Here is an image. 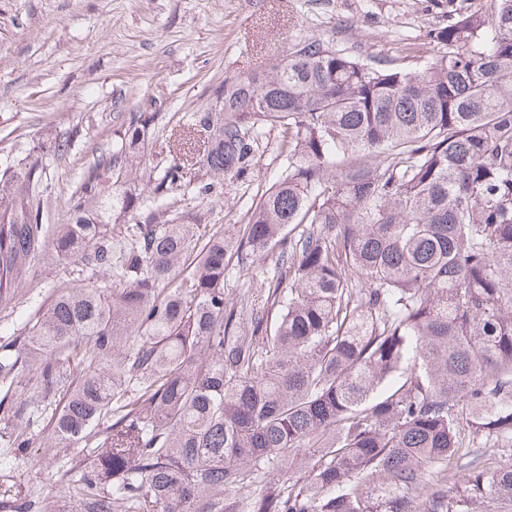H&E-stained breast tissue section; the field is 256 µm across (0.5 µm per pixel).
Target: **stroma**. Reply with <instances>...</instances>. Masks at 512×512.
Wrapping results in <instances>:
<instances>
[{
    "mask_svg": "<svg viewBox=\"0 0 512 512\" xmlns=\"http://www.w3.org/2000/svg\"><path fill=\"white\" fill-rule=\"evenodd\" d=\"M448 22V0H0V171L31 160L42 145L49 221L66 223V201L82 173L121 147L134 112L156 119L139 146L126 189L149 197L191 113L214 104V91L261 70L298 42L316 37L338 49L398 60ZM69 150L57 155L55 145ZM279 131L265 128L263 150L245 180L225 188L212 223L233 229L257 190L284 168ZM277 252L248 270L230 263L227 301L271 276ZM39 278L0 306V337L46 309L63 275L53 254L35 259ZM21 494L36 512H58L48 449L0 446Z\"/></svg>",
    "mask_w": 512,
    "mask_h": 512,
    "instance_id": "stroma-1",
    "label": "stroma"
}]
</instances>
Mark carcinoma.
<instances>
[{"mask_svg":"<svg viewBox=\"0 0 512 512\" xmlns=\"http://www.w3.org/2000/svg\"><path fill=\"white\" fill-rule=\"evenodd\" d=\"M492 2L448 3L423 65L308 38L224 84L145 204L121 153L84 173L67 224L44 223L41 161L0 173V303L47 250L80 262L0 344V387L35 380L0 440L93 448L55 473L62 512L512 510V466L440 488L475 445L512 448V0ZM154 120L133 113L125 144ZM267 126L286 165L237 232L168 217L181 192L213 202L193 171L251 169ZM286 241L226 302L232 259ZM35 504L0 473V512Z\"/></svg>","mask_w":512,"mask_h":512,"instance_id":"carcinoma-1","label":"carcinoma"}]
</instances>
